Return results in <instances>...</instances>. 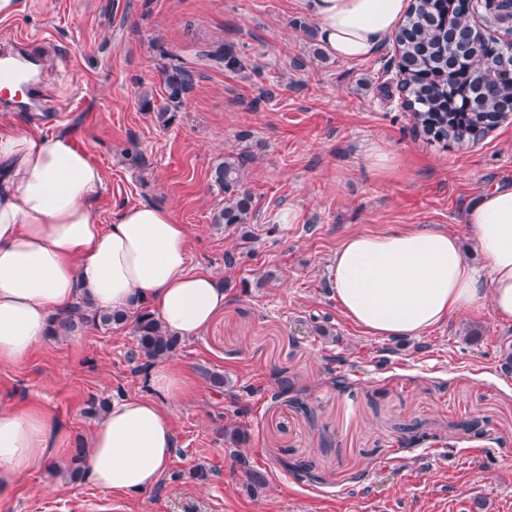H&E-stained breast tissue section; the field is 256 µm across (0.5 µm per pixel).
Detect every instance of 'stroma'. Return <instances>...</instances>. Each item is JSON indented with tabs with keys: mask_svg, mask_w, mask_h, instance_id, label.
Wrapping results in <instances>:
<instances>
[{
	"mask_svg": "<svg viewBox=\"0 0 512 512\" xmlns=\"http://www.w3.org/2000/svg\"><path fill=\"white\" fill-rule=\"evenodd\" d=\"M17 6L0 39L42 44L52 108L35 114L14 100L0 105V124L71 135L104 173L101 223L127 204L170 209L189 231L190 270L224 284L226 301L170 358L192 387L167 404L175 450L151 490L71 479L64 449L0 498V512H512V373L501 369L512 320L487 307L418 339L380 340L341 314L328 282L345 238L393 227L456 234L481 264L463 215L485 190L512 186V118L460 145L417 135L392 41L366 60H339L321 51L298 0ZM224 44L243 69L206 57ZM174 66L194 87L168 120L157 106ZM372 147L394 157L390 170L369 167ZM231 152L250 158L248 244L212 222L224 193L211 169ZM134 346L128 323L45 338L24 360L0 363V405L43 404L86 440L97 419L89 398L148 394L127 357ZM284 376L314 420L273 400ZM472 420L482 436L463 430ZM413 427L423 441L411 442ZM233 428L244 436L236 448ZM240 455L263 486L248 488ZM302 460L315 462L316 479L292 471ZM201 468L207 481L194 477Z\"/></svg>",
	"mask_w": 512,
	"mask_h": 512,
	"instance_id": "1",
	"label": "stroma"
}]
</instances>
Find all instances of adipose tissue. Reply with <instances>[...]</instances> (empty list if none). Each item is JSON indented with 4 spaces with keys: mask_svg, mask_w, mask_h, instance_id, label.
I'll return each mask as SVG.
<instances>
[{
    "mask_svg": "<svg viewBox=\"0 0 512 512\" xmlns=\"http://www.w3.org/2000/svg\"><path fill=\"white\" fill-rule=\"evenodd\" d=\"M334 57L375 54L403 19L409 0H299ZM103 173L63 134L0 125V362L24 359L52 316L76 299L102 309L147 303L164 328L197 336L224 307L207 272L188 268L189 233L165 208L123 207L100 223L93 202ZM463 221L482 255L476 268L457 235L392 228L347 237L336 248L329 284L341 313L371 336L420 337L460 312L492 307L512 318V187L485 191ZM147 395L113 398L87 439L86 479L123 494L152 489L166 472L175 439L165 401L190 388L175 366H152ZM69 432L47 408L0 407V497Z\"/></svg>",
    "mask_w": 512,
    "mask_h": 512,
    "instance_id": "adipose-tissue-1",
    "label": "adipose tissue"
}]
</instances>
